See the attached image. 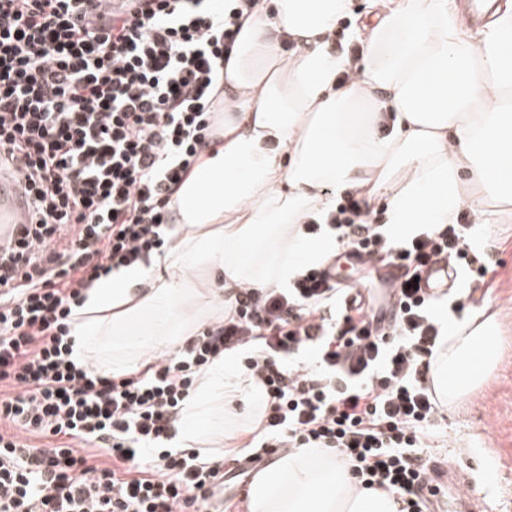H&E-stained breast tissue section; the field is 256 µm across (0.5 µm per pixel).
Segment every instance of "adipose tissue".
Listing matches in <instances>:
<instances>
[{
    "label": "adipose tissue",
    "instance_id": "adipose-tissue-1",
    "mask_svg": "<svg viewBox=\"0 0 512 512\" xmlns=\"http://www.w3.org/2000/svg\"><path fill=\"white\" fill-rule=\"evenodd\" d=\"M352 0H260L244 20L217 99L224 120L171 197L172 244L149 263L112 271L75 311V355L112 342L116 366L177 352L231 308L237 289L287 287L333 251L326 223L355 190L386 201L393 237L420 224L512 214V0L464 33L451 0H399L373 26H354L359 60L333 38ZM498 312L448 328L430 368L448 410L486 384L496 364ZM243 350L214 359L184 404L176 444L197 445L206 413L266 408L241 368ZM250 512H398L395 494L356 487L339 458L298 448L257 474Z\"/></svg>",
    "mask_w": 512,
    "mask_h": 512
}]
</instances>
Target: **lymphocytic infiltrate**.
<instances>
[{"label":"lymphocytic infiltrate","instance_id":"lymphocytic-infiltrate-1","mask_svg":"<svg viewBox=\"0 0 512 512\" xmlns=\"http://www.w3.org/2000/svg\"><path fill=\"white\" fill-rule=\"evenodd\" d=\"M148 2L112 14L107 0H0V170L19 176L29 209L0 248V512H214L223 460L168 443L199 378L239 346L267 397L250 462L326 448L355 484L427 512L428 373L447 330L417 278L438 260L493 274L467 249L469 225L395 240L353 194L308 225L400 268L391 325L322 264L286 288L238 292L232 314L142 371L75 360L86 290L167 246L168 201L216 133L224 58L258 0Z\"/></svg>","mask_w":512,"mask_h":512}]
</instances>
